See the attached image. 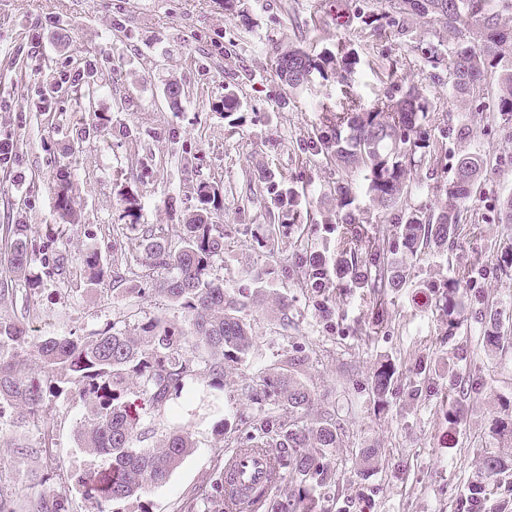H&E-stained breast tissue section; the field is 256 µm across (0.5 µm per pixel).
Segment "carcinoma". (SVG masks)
<instances>
[{
    "label": "carcinoma",
    "instance_id": "cac0c4a2",
    "mask_svg": "<svg viewBox=\"0 0 512 512\" xmlns=\"http://www.w3.org/2000/svg\"><path fill=\"white\" fill-rule=\"evenodd\" d=\"M417 17L448 31V45L426 48L432 62L447 60L448 88L457 111L494 90L499 110L512 113V0H385L380 13L357 8L359 32L389 27L399 38L409 36L407 20ZM291 70H302L307 78L291 79V90L307 86L313 77L347 82L358 64L355 53L339 43L316 52L294 44L277 50L275 74L283 79L281 62ZM56 99L64 101L74 92L83 93L88 108L106 81V75L81 67L44 74ZM216 109L230 118L240 109L234 91L224 94ZM430 104L415 88L394 101L377 98L364 104L357 95L343 90L333 102L319 105L318 123L313 127L308 151L334 161L344 176L330 187L335 201L334 217L325 220L328 233L335 235L333 250L316 252L309 239L310 225L303 223L300 191L260 169L264 184L265 211L269 223L263 225L257 244L273 255L288 235L297 234L299 245L289 262L257 275L255 291L236 295L224 282L211 277L215 260L224 254V239L233 224L211 223V215L224 210L222 191L205 182L197 186L195 210L187 223L173 229L174 240L145 226L128 247L124 271L141 266L154 272L138 293L162 298L169 309L179 311L184 324L171 322L163 313L142 318L138 312L126 314L122 325H106L88 336L27 335L25 328L0 318V414L5 407L18 406L30 420H44L48 398L74 393L84 404L85 416L78 436L81 447L100 460L105 468H92L78 477L93 499L94 512H108L114 503H137V512H149L141 504V494L166 482L182 463L195 441L189 429L174 424L158 432L144 427L145 417L160 415L197 377H207L211 386L224 389L226 362L245 360L253 347V331L245 317L247 309L273 301L280 308L282 321H288V298L269 291L276 281L281 288L296 285L311 290L314 307L330 315L329 289L354 288L381 304L385 295L408 283V260L422 249L443 253L448 243L461 233L460 216L475 192L485 161L476 152L458 159L453 177L436 189L445 194L443 206L432 210L405 204L416 184L418 169L441 162L446 144L431 138ZM362 180L365 195L385 210L397 211L394 232L373 230L361 220L356 206V179ZM53 191L56 212L63 226L76 220L75 204L80 187L72 173L57 169ZM11 271L18 281H32L31 263L39 260L49 274L65 272L66 256L50 239L42 245L28 241L27 225L10 224ZM91 284L105 277L100 258L90 253L82 258ZM485 276L476 264L452 268V276L424 280L420 287L438 295L446 317L448 335L460 325L464 302L460 290L474 288ZM484 340L494 345L512 338L503 330L500 315H484ZM37 354L45 369L42 377L24 372L25 348ZM396 370L386 364L374 377L372 392L383 405ZM473 390V384L458 378L448 385L446 407L449 420L459 419ZM250 408L234 412L235 437L218 443L232 448H251L272 460V473L290 478L298 494L277 499L270 492L273 483L247 498L224 492V475L212 484L210 502L224 507V496L233 499L239 512H320L316 488L327 476L322 459L337 447L341 433L328 419L309 423L304 420L314 398L310 389L294 376L261 372L247 389ZM161 434L159 444L145 447L142 442ZM512 469V459L489 455L482 480L468 486V498L479 504L491 495V478ZM28 512H68V503L41 495L28 506Z\"/></svg>",
    "mask_w": 512,
    "mask_h": 512
}]
</instances>
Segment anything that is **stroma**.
<instances>
[{"instance_id":"1","label":"stroma","mask_w":512,"mask_h":512,"mask_svg":"<svg viewBox=\"0 0 512 512\" xmlns=\"http://www.w3.org/2000/svg\"><path fill=\"white\" fill-rule=\"evenodd\" d=\"M317 3L238 0L229 12L224 0H0V68L18 56L31 70L15 84L0 79V141H8L15 156L8 190L0 193V225H29L33 243L42 244L58 233L52 186L57 166L67 165L80 183L79 222L63 233L65 274L50 275L33 264L37 287L15 281L16 293L0 295V316L40 337L87 335L131 308L164 312L159 298L113 289L111 279L88 285L82 256L100 252L108 265L127 250L136 232L123 196L138 197L139 223L164 229L185 222L202 181L224 189V211L214 223H264L261 167L308 189L312 201L304 221L315 227L313 247L324 249L328 207L319 198L342 172L305 146L320 103L340 96L342 86L317 78L308 90L289 91L275 75L276 46L346 44L360 58L353 89L363 102L397 99L416 87L436 105L439 130L452 103L445 66H432L421 53L441 40L434 26H418L408 41L385 33L363 36L344 23L343 7L321 10ZM84 64L117 71L92 111L75 102L63 116L41 111L45 90L35 67ZM173 82L184 89L175 107L167 97ZM229 88L241 101L236 121L214 108ZM461 121L473 131L468 149L486 155L488 169L461 213L466 231L447 256L418 253L411 261L413 287L386 297L381 321L371 299L349 288L334 290L328 318L314 309L307 289L293 285L287 290L288 324L271 310H250L254 347L245 362L226 368L223 389L196 378L156 419L161 428L184 424L196 446L165 484L147 493L150 512H182L187 498L210 489L224 461L216 442L220 424L244 408L245 388L265 369L293 371L315 398L308 419H334L342 432L327 458L330 478L318 491L323 512H469L465 490L483 474L486 456L512 457V440L495 431L496 419L512 405V342L487 347L479 321L490 308L512 318V274L495 272L502 247L512 243V229L498 221L500 199L512 194V139L501 131L512 126V115H501L489 94ZM84 126L90 135L73 143V128ZM457 145L456 138L447 139L446 168L421 169L409 203L440 204L435 186L452 177ZM134 154L154 167L153 176L131 163ZM293 250L287 238L268 258L253 248L250 235L234 233L212 273L228 290L246 294L258 272L287 262ZM449 261L477 262L488 271L479 287L467 289L463 321L451 337L434 295L418 287ZM299 345L307 358L289 367ZM419 360L432 366L434 392H411L408 381ZM388 363L401 383L382 407L371 382ZM452 374L476 385L453 428L440 396ZM83 412L78 396L64 394L50 399L48 420L38 429L17 428L18 409L0 415V486L12 489L18 512H25L30 498L51 491L67 497L69 512H90L92 503L75 482L95 462L77 440ZM20 442L36 448L37 456L18 454ZM369 448L378 455L373 468L363 461ZM50 471L55 479L48 485L43 478Z\"/></svg>"}]
</instances>
